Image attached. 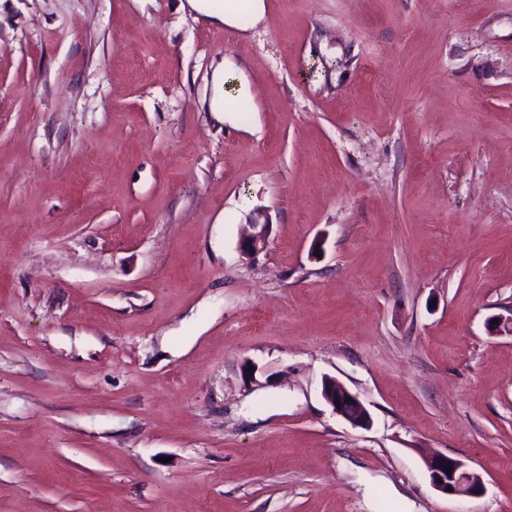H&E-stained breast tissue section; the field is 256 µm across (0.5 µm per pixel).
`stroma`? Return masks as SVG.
Wrapping results in <instances>:
<instances>
[{"instance_id":"1","label":"stroma","mask_w":512,"mask_h":512,"mask_svg":"<svg viewBox=\"0 0 512 512\" xmlns=\"http://www.w3.org/2000/svg\"><path fill=\"white\" fill-rule=\"evenodd\" d=\"M265 3L0 0V512H512V0ZM209 0H186V4L194 11L213 23H223L226 26L240 28L245 31L246 28L239 26V2L238 0H227L224 3V10H214ZM214 97L212 111L216 113L235 112L227 106L230 98L252 99L249 82L242 70L232 61L224 60L214 74ZM250 225L254 229V233L249 235L241 245L243 254L248 256L258 253L264 248L270 228V224L266 219L260 222L259 219L254 218L251 220ZM322 396L332 411L355 427H367L371 423L368 409L360 398L347 390L333 377H324ZM339 401V404H336ZM447 466L452 467L450 474L445 472ZM426 471L430 485L447 496L479 497L485 492L481 474L459 458L437 454L427 461Z\"/></svg>"}]
</instances>
